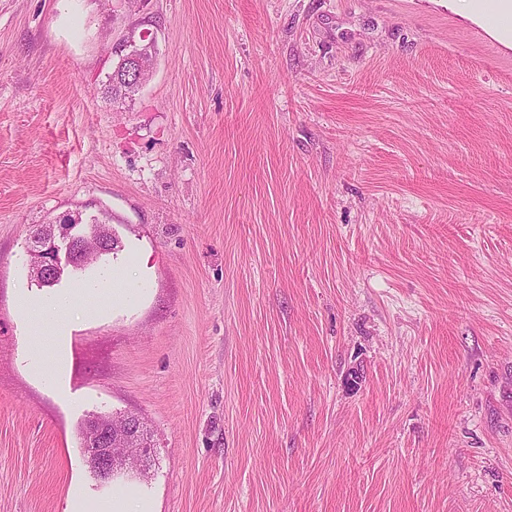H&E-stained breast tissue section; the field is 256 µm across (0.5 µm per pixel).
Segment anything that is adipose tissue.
Returning a JSON list of instances; mask_svg holds the SVG:
<instances>
[{
	"instance_id": "ef3b65f1",
	"label": "adipose tissue",
	"mask_w": 512,
	"mask_h": 512,
	"mask_svg": "<svg viewBox=\"0 0 512 512\" xmlns=\"http://www.w3.org/2000/svg\"><path fill=\"white\" fill-rule=\"evenodd\" d=\"M464 16L474 22L488 19L492 22V34L506 47H512V0H449ZM114 282L111 268H103L97 276L75 288H66L56 295L25 300L23 312L31 330L46 335L60 333L63 316L73 306H82L87 316L101 312L98 297L110 291Z\"/></svg>"
}]
</instances>
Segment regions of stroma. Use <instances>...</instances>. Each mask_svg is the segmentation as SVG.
<instances>
[{
	"instance_id": "stroma-1",
	"label": "stroma",
	"mask_w": 512,
	"mask_h": 512,
	"mask_svg": "<svg viewBox=\"0 0 512 512\" xmlns=\"http://www.w3.org/2000/svg\"><path fill=\"white\" fill-rule=\"evenodd\" d=\"M104 211L60 285L137 289L27 335L32 230ZM92 413L144 419L147 476H92ZM118 495L512 512V48L448 0H0V512ZM118 62L116 66L113 68L112 73L108 74L107 79V91L105 95L108 94L107 97H111L112 101L118 99H126L131 98L135 95V93L139 90L140 87L148 80L151 73V64L147 61V57L144 54H141V51L136 53H131L125 60V62H133V69L130 70L132 73L134 80L137 82L136 84H132L125 79V74L123 71V63H121V55L117 54Z\"/></svg>"
}]
</instances>
